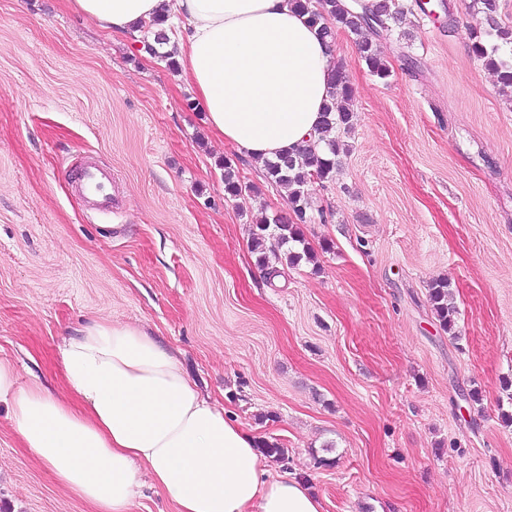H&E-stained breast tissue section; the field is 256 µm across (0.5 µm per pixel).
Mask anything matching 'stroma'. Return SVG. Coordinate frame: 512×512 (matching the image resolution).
Returning <instances> with one entry per match:
<instances>
[{
    "instance_id": "1",
    "label": "stroma",
    "mask_w": 512,
    "mask_h": 512,
    "mask_svg": "<svg viewBox=\"0 0 512 512\" xmlns=\"http://www.w3.org/2000/svg\"><path fill=\"white\" fill-rule=\"evenodd\" d=\"M353 38L348 152L308 187L315 259L251 249L288 192L210 130L178 72L66 0H0V359L60 389L59 348L99 319L172 350L199 392L287 448L323 512H512V101L471 52L477 0L452 25L414 9ZM418 61L406 71L405 55ZM112 170L111 213L75 189ZM255 189L224 194L223 161ZM447 279L456 333L429 301ZM0 512H88L0 408Z\"/></svg>"
}]
</instances>
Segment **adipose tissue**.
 Here are the masks:
<instances>
[{
    "label": "adipose tissue",
    "mask_w": 512,
    "mask_h": 512,
    "mask_svg": "<svg viewBox=\"0 0 512 512\" xmlns=\"http://www.w3.org/2000/svg\"><path fill=\"white\" fill-rule=\"evenodd\" d=\"M123 37L168 15L180 77L224 143L262 162L317 136L333 51L290 0H68ZM63 396L20 385L0 403L20 442L90 512H132L141 473L177 512H323L296 476L272 477L253 435L202 397L169 349L98 320L60 348Z\"/></svg>",
    "instance_id": "ef3b65f1"
}]
</instances>
